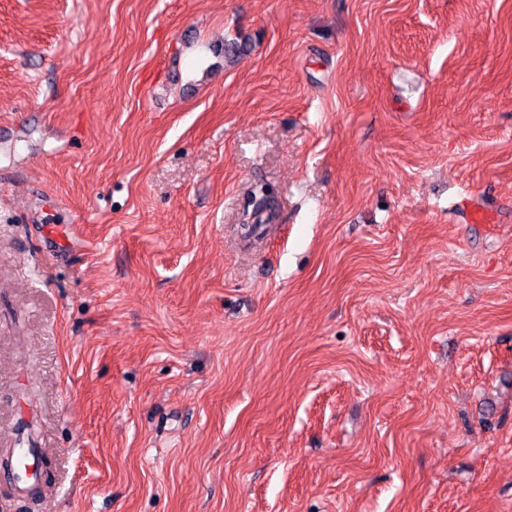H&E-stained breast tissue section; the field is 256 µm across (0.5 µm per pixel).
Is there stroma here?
<instances>
[{
	"mask_svg": "<svg viewBox=\"0 0 512 512\" xmlns=\"http://www.w3.org/2000/svg\"><path fill=\"white\" fill-rule=\"evenodd\" d=\"M26 439L0 512H512V0H0Z\"/></svg>",
	"mask_w": 512,
	"mask_h": 512,
	"instance_id": "1",
	"label": "stroma"
}]
</instances>
